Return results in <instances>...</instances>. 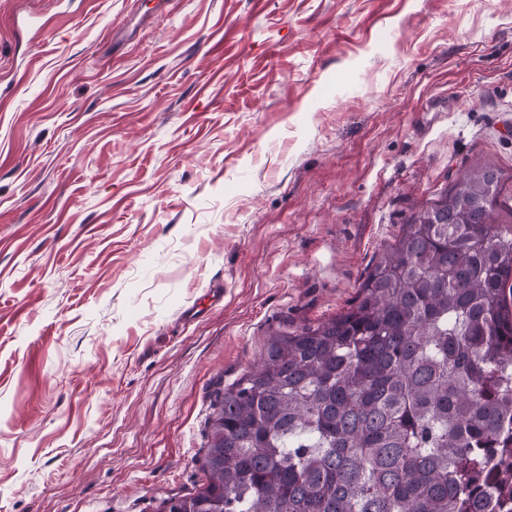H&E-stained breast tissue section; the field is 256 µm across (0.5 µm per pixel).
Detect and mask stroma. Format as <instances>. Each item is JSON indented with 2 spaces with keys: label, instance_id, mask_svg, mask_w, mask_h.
<instances>
[{
  "label": "stroma",
  "instance_id": "1",
  "mask_svg": "<svg viewBox=\"0 0 512 512\" xmlns=\"http://www.w3.org/2000/svg\"><path fill=\"white\" fill-rule=\"evenodd\" d=\"M484 163L512 0H0V512L193 492L215 391Z\"/></svg>",
  "mask_w": 512,
  "mask_h": 512
}]
</instances>
